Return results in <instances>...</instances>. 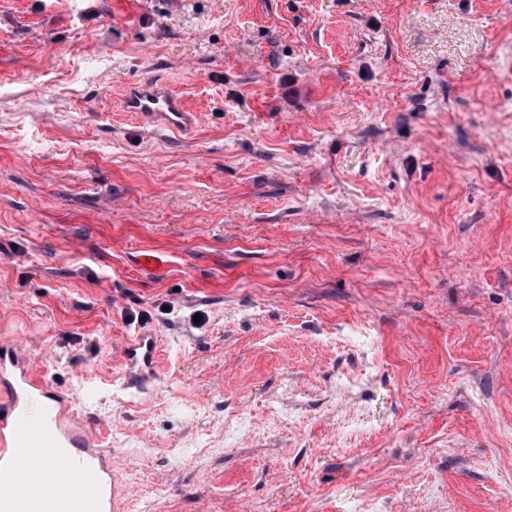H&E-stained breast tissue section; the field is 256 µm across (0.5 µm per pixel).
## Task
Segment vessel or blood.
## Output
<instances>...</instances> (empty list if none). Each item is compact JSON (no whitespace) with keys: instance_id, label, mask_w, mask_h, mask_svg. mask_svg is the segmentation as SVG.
Instances as JSON below:
<instances>
[{"instance_id":"obj_1","label":"vessel or blood","mask_w":512,"mask_h":512,"mask_svg":"<svg viewBox=\"0 0 512 512\" xmlns=\"http://www.w3.org/2000/svg\"><path fill=\"white\" fill-rule=\"evenodd\" d=\"M120 103L154 127L187 134L195 126V112L152 79L129 86ZM158 356L153 331L130 337L120 390L146 391ZM0 393V512H122L125 491L110 450L76 417L72 400L48 390L34 365L11 347L0 348ZM55 484L71 487L69 500L50 494Z\"/></svg>"}]
</instances>
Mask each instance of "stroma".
Masks as SVG:
<instances>
[{"label":"stroma","mask_w":512,"mask_h":512,"mask_svg":"<svg viewBox=\"0 0 512 512\" xmlns=\"http://www.w3.org/2000/svg\"><path fill=\"white\" fill-rule=\"evenodd\" d=\"M1 345L130 512H512V0H0ZM124 112H136L149 126L190 133L196 113L163 83L153 79L129 86L120 99ZM159 349L155 333L150 330H140L130 337L123 348L122 358L126 367L119 389L128 391L134 389L144 392L148 383L153 380V374L158 361Z\"/></svg>","instance_id":"35a3bbf8"}]
</instances>
